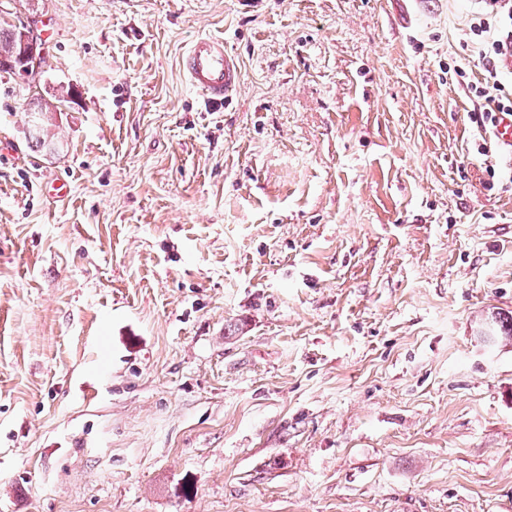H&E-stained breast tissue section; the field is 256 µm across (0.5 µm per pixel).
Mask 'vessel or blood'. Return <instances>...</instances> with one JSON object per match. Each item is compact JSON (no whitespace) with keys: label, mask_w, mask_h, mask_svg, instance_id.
Segmentation results:
<instances>
[{"label":"vessel or blood","mask_w":512,"mask_h":512,"mask_svg":"<svg viewBox=\"0 0 512 512\" xmlns=\"http://www.w3.org/2000/svg\"><path fill=\"white\" fill-rule=\"evenodd\" d=\"M188 83L203 97L207 108L216 110L227 102L241 84V70L236 57L224 46V39L201 35L188 45L182 58ZM512 169V113L502 112L490 133Z\"/></svg>","instance_id":"1"}]
</instances>
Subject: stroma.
I'll list each match as a JSON object with an SVG mask.
<instances>
[{
    "label": "stroma",
    "instance_id": "1",
    "mask_svg": "<svg viewBox=\"0 0 512 512\" xmlns=\"http://www.w3.org/2000/svg\"><path fill=\"white\" fill-rule=\"evenodd\" d=\"M400 2L0 0L43 56L0 71V512H512L477 6ZM187 82L203 97L207 108L216 110L227 102L241 84L236 57L224 48L221 36L194 38L182 58Z\"/></svg>",
    "mask_w": 512,
    "mask_h": 512
}]
</instances>
